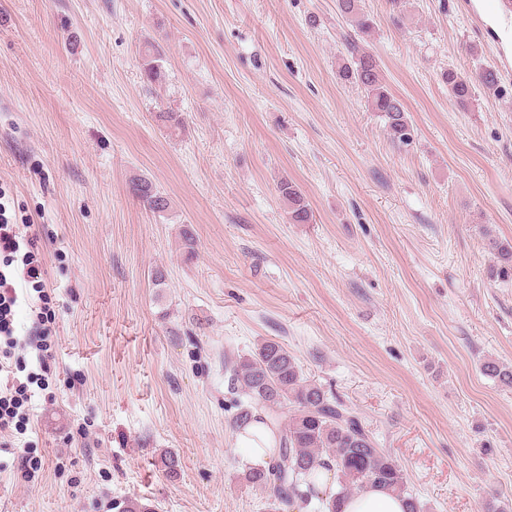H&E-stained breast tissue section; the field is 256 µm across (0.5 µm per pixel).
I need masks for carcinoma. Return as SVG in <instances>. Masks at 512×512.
<instances>
[{
  "mask_svg": "<svg viewBox=\"0 0 512 512\" xmlns=\"http://www.w3.org/2000/svg\"><path fill=\"white\" fill-rule=\"evenodd\" d=\"M336 8L355 32L366 36L371 33L373 24L362 10L361 0H336ZM345 46L348 57L339 67V79L363 89L368 108L379 113L391 138L399 144L408 143L411 125L407 110L383 83L379 62L350 34L345 37ZM161 73L162 55L152 44L144 51L143 74L152 84ZM441 80L464 110L474 97L473 83L491 91L499 82L497 72L490 67L479 71L474 79L449 69L441 73ZM131 189L152 213H163L170 207V199L146 177L133 178ZM278 190L288 206L289 223L312 222L309 203L295 183L284 180ZM490 246L496 274L503 279L512 276V245L492 238ZM224 366L233 389L246 397V401L236 404L232 428H245L258 413L265 416L266 426L279 427L276 454L238 475L245 486L266 494L270 512L308 507L314 500L321 512H340V497L367 484L396 491L407 501V512H424L421 501L408 492L407 478L398 461L377 446L357 413L303 374L297 357L282 342L266 339L250 353L225 360ZM480 370L500 385L512 387L511 364L490 357L481 363ZM287 407L293 414L283 421L282 410ZM321 468L336 473L339 493L319 496L315 479Z\"/></svg>",
  "mask_w": 512,
  "mask_h": 512,
  "instance_id": "1",
  "label": "carcinoma"
}]
</instances>
